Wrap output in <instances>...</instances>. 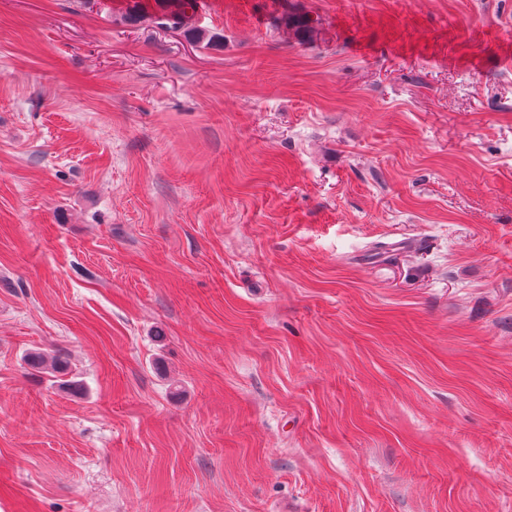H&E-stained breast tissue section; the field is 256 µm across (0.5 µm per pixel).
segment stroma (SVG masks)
<instances>
[{
	"label": "stroma",
	"instance_id": "35a3bbf8",
	"mask_svg": "<svg viewBox=\"0 0 512 512\" xmlns=\"http://www.w3.org/2000/svg\"><path fill=\"white\" fill-rule=\"evenodd\" d=\"M127 3L0 0V512H512V0ZM154 4L148 9L139 0L130 4L123 14V20L130 23H150L169 25L170 28L179 30L184 36L201 41L206 32L199 28L198 0H154ZM278 21L279 26L292 31L301 39L313 36L318 24V19H313L309 14L290 10L284 11Z\"/></svg>",
	"mask_w": 512,
	"mask_h": 512
}]
</instances>
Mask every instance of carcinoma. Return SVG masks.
Instances as JSON below:
<instances>
[{
    "label": "carcinoma",
    "instance_id": "obj_1",
    "mask_svg": "<svg viewBox=\"0 0 512 512\" xmlns=\"http://www.w3.org/2000/svg\"><path fill=\"white\" fill-rule=\"evenodd\" d=\"M199 0H154V4L145 6L141 0H134V4L127 7L123 20L130 23H150L167 25L184 34V36L201 41L206 32L199 28L198 22ZM279 26L291 31L297 37L304 39L313 36L317 30L318 20L306 13L286 10L278 18ZM26 365L35 371L43 372L50 368L47 364V355L41 351H32L25 356ZM52 372H57L54 366Z\"/></svg>",
    "mask_w": 512,
    "mask_h": 512
}]
</instances>
